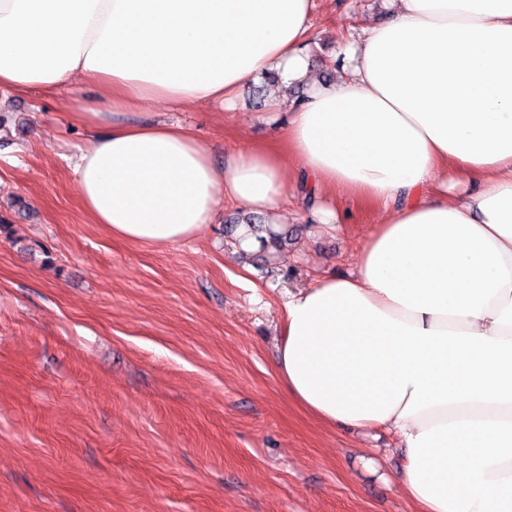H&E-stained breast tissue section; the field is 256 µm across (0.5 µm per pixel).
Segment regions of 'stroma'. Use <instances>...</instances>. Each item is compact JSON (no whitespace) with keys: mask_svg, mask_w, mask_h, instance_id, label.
Here are the masks:
<instances>
[{"mask_svg":"<svg viewBox=\"0 0 512 512\" xmlns=\"http://www.w3.org/2000/svg\"><path fill=\"white\" fill-rule=\"evenodd\" d=\"M390 0H314L309 76L337 78L343 47ZM143 111L193 125L216 158L276 138L254 98ZM93 95L0 92V512H417L399 437L328 427L276 371L289 291L354 272L381 209L286 196L280 248L240 254L241 212L175 248L124 243L92 223L71 165L92 132L65 108Z\"/></svg>","mask_w":512,"mask_h":512,"instance_id":"35a3bbf8","label":"stroma"}]
</instances>
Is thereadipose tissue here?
<instances>
[{
  "mask_svg": "<svg viewBox=\"0 0 512 512\" xmlns=\"http://www.w3.org/2000/svg\"><path fill=\"white\" fill-rule=\"evenodd\" d=\"M393 2L321 85L312 0H0V89H93L73 175L119 241L173 248L222 198L270 214L292 186L381 207L354 275L289 294L278 375L325 425L398 434L421 512H512V0ZM265 72L309 84L281 151L219 163L140 109L229 106Z\"/></svg>",
  "mask_w": 512,
  "mask_h": 512,
  "instance_id": "obj_1",
  "label": "adipose tissue"
}]
</instances>
